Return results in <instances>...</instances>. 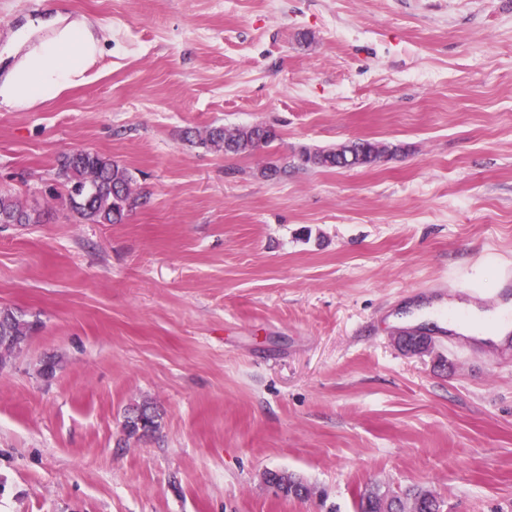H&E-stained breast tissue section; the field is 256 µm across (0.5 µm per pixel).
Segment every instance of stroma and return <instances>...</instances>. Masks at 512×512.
<instances>
[{"instance_id":"obj_1","label":"stroma","mask_w":512,"mask_h":512,"mask_svg":"<svg viewBox=\"0 0 512 512\" xmlns=\"http://www.w3.org/2000/svg\"><path fill=\"white\" fill-rule=\"evenodd\" d=\"M56 13L104 51L0 105V193L39 214L0 224V308L40 324L0 369V512H357L387 487L512 512V339L395 342L433 289L490 300L512 270V0H0V55ZM260 122L281 138L248 155L184 137ZM358 139L400 151L261 174ZM77 149L134 175L123 223L66 203ZM142 405L156 429L126 436Z\"/></svg>"}]
</instances>
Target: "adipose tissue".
Returning a JSON list of instances; mask_svg holds the SVG:
<instances>
[{
  "instance_id": "1",
  "label": "adipose tissue",
  "mask_w": 512,
  "mask_h": 512,
  "mask_svg": "<svg viewBox=\"0 0 512 512\" xmlns=\"http://www.w3.org/2000/svg\"><path fill=\"white\" fill-rule=\"evenodd\" d=\"M45 25L51 28V36L28 49L0 75V102L28 108L56 98L100 51L87 20L58 14Z\"/></svg>"
}]
</instances>
